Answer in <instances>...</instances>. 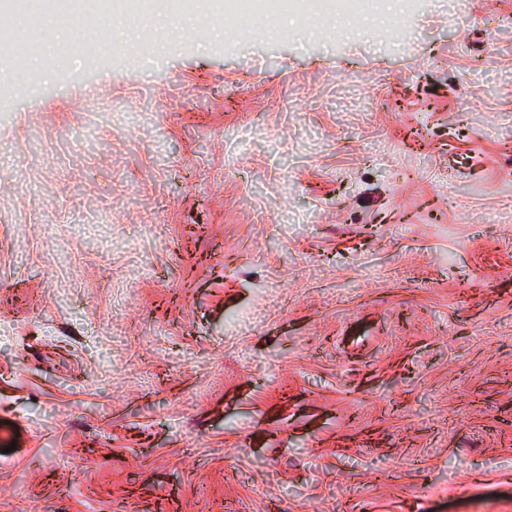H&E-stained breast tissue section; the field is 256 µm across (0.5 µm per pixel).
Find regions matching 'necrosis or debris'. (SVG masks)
Listing matches in <instances>:
<instances>
[{"mask_svg":"<svg viewBox=\"0 0 512 512\" xmlns=\"http://www.w3.org/2000/svg\"><path fill=\"white\" fill-rule=\"evenodd\" d=\"M379 0H0V102L7 100L13 84L10 75L21 71L29 55L45 53L48 64L68 68L69 49H46L43 34L65 22L97 25L115 15L150 16L158 11L191 14L204 20H237L240 34H248L254 20H273L290 12L306 20L320 15L335 24L348 25L357 15L375 12Z\"/></svg>","mask_w":512,"mask_h":512,"instance_id":"necrosis-or-debris-1","label":"necrosis or debris"}]
</instances>
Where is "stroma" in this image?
<instances>
[{
  "label": "stroma",
  "mask_w": 512,
  "mask_h": 512,
  "mask_svg": "<svg viewBox=\"0 0 512 512\" xmlns=\"http://www.w3.org/2000/svg\"><path fill=\"white\" fill-rule=\"evenodd\" d=\"M105 27L0 115V512H512V0Z\"/></svg>",
  "instance_id": "stroma-1"
}]
</instances>
